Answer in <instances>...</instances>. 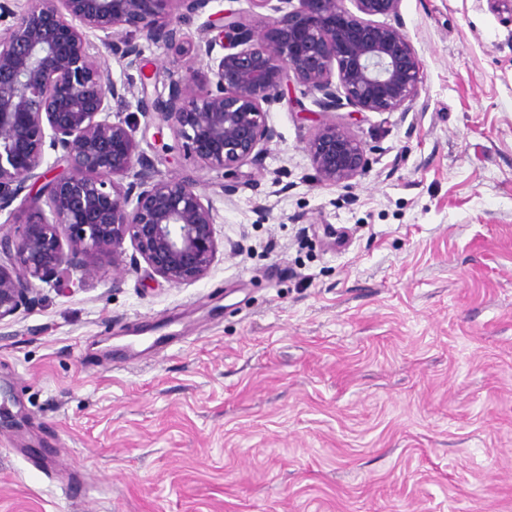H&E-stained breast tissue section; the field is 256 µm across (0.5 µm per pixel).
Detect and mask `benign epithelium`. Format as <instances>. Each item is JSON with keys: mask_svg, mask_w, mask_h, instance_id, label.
I'll return each instance as SVG.
<instances>
[{"mask_svg": "<svg viewBox=\"0 0 512 512\" xmlns=\"http://www.w3.org/2000/svg\"><path fill=\"white\" fill-rule=\"evenodd\" d=\"M211 2L26 0L20 10L0 0V216L12 224L21 208L29 212L17 233L0 235V322L36 303L35 282L80 287L103 259L117 275L143 261L175 285L202 279L214 262L210 199L190 177L159 174L139 150L137 125L112 109L134 78L114 80L109 59L127 61L143 85L150 79L137 36L181 61L168 95L143 96L138 108L172 132L174 158L224 172L226 194L243 166L261 165L274 137L268 113L295 92L325 112L343 101L359 113L395 112L418 97L414 48L400 28L374 20L398 15L401 0H351L354 13L345 0H250L276 13L271 34L227 9L208 16L205 31L216 35L187 41L179 23ZM201 56L205 72L194 66ZM306 150L326 184L369 165L365 145L330 121Z\"/></svg>", "mask_w": 512, "mask_h": 512, "instance_id": "7a95c632", "label": "benign epithelium"}]
</instances>
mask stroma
Wrapping results in <instances>:
<instances>
[{"instance_id":"stroma-1","label":"stroma","mask_w":512,"mask_h":512,"mask_svg":"<svg viewBox=\"0 0 512 512\" xmlns=\"http://www.w3.org/2000/svg\"><path fill=\"white\" fill-rule=\"evenodd\" d=\"M420 61L407 111L329 120L370 150L320 182L312 100L268 114L262 166L194 177L216 259L173 285L40 286L0 322V512H512V0H401ZM167 95L178 63L144 43Z\"/></svg>"}]
</instances>
